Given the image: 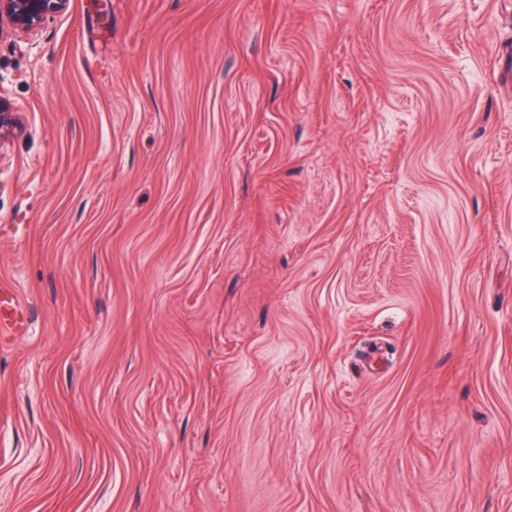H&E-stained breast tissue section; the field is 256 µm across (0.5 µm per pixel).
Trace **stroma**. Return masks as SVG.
Returning <instances> with one entry per match:
<instances>
[{
	"instance_id": "1",
	"label": "stroma",
	"mask_w": 512,
	"mask_h": 512,
	"mask_svg": "<svg viewBox=\"0 0 512 512\" xmlns=\"http://www.w3.org/2000/svg\"><path fill=\"white\" fill-rule=\"evenodd\" d=\"M0 98V512H512V0H71ZM23 326L16 291L7 286L0 287V342L13 339Z\"/></svg>"
}]
</instances>
